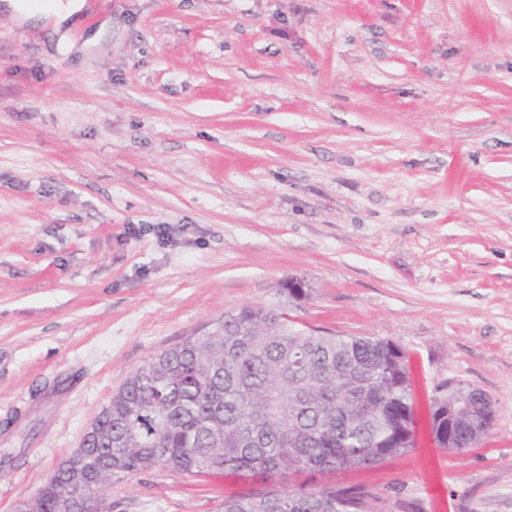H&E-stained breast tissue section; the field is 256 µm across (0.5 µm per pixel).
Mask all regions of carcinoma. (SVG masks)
Listing matches in <instances>:
<instances>
[{
	"mask_svg": "<svg viewBox=\"0 0 512 512\" xmlns=\"http://www.w3.org/2000/svg\"><path fill=\"white\" fill-rule=\"evenodd\" d=\"M299 296L227 311L209 328L150 357L112 394L82 449L91 468L135 474L160 464L191 475L251 476L260 487L224 499V512H371L372 494L331 481L285 486L286 474H336L411 450L395 441L414 424L407 355L388 341L304 327L289 318ZM432 406L438 447L474 440L464 418L451 438ZM43 512H61L60 478L41 487Z\"/></svg>",
	"mask_w": 512,
	"mask_h": 512,
	"instance_id": "1",
	"label": "carcinoma"
}]
</instances>
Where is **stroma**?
Listing matches in <instances>:
<instances>
[{"label": "stroma", "mask_w": 512, "mask_h": 512, "mask_svg": "<svg viewBox=\"0 0 512 512\" xmlns=\"http://www.w3.org/2000/svg\"><path fill=\"white\" fill-rule=\"evenodd\" d=\"M311 286L296 315L409 357L380 512H512V0H85L0 10V512L156 352ZM492 427L435 446L440 386ZM223 475L113 478L109 512H224ZM16 1L20 0H7L4 2V8L14 12L19 21H39L43 15H47L52 18L58 29L83 8L82 0H54L53 4L44 10H30L27 5Z\"/></svg>", "instance_id": "obj_1"}]
</instances>
